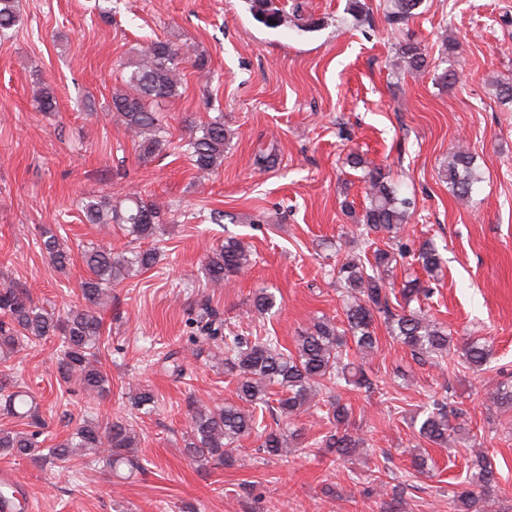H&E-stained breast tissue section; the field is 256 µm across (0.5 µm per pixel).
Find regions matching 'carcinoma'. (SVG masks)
<instances>
[{
  "mask_svg": "<svg viewBox=\"0 0 512 512\" xmlns=\"http://www.w3.org/2000/svg\"><path fill=\"white\" fill-rule=\"evenodd\" d=\"M249 11L267 26L275 28L286 22V11L280 0H246ZM420 0H390L386 15L388 23L399 25L412 17ZM19 22L17 0H0V37ZM186 50L159 38L143 45L136 55L124 64L121 82L112 92V112L139 147V157L148 162L171 148L189 158L197 175L215 174L224 163V146L230 138L224 128V116L191 131L188 138L177 143L167 137L159 112V103L179 95L180 64ZM401 66L418 71L427 66L426 54L419 44L407 41L398 50ZM33 106L39 112L57 110L53 89L40 87L34 94ZM348 163L362 169L368 205L361 223L355 225L352 237L367 246L375 244L373 237L382 234L395 238L408 221L411 201L399 195L389 181L385 169L364 161L351 153ZM453 196L459 202L472 197L478 181L474 158L469 149L458 145L448 157L444 168ZM81 211L86 223L120 224L134 240L156 236L164 223L165 208L154 200H146L133 193L119 206L105 197L88 198ZM42 249L55 267L64 271L72 261V249L51 229L42 232ZM81 259L87 268V277L81 283V302L57 315L37 306L28 291L13 285L0 287V363L8 362L25 345H37L56 336L60 340L61 356L57 370L64 380L76 379L89 397H101L106 392L107 377L102 371L99 350L102 343L101 313L112 304V286L136 276L158 263L154 249L114 252L96 246H85ZM254 261L250 246L237 238H228L212 247L205 258L204 271L213 288L224 287L231 276L244 271ZM416 261L431 277L441 272L442 259L437 246L430 240L419 244ZM397 253L376 248L370 258H346L336 264V283L342 288L344 327L319 317L296 337L294 350H288L275 336H225L223 321L207 307L198 315L199 336L195 340L222 344L224 368L236 376L237 401L221 407L195 405L189 412L190 441L186 454L200 468L222 464L233 457L239 440L260 428L257 410L275 414L285 426L262 435L260 448L271 458L288 456V444L299 437L291 424L302 413L329 394V404L335 429L321 440V447L334 455L332 463L343 464L356 452L361 440L348 430L352 408L333 395L340 387L355 386L370 390L373 383L362 367L350 360V350L368 356L378 349L375 333L376 316L386 323L388 333L408 348L418 361H445L453 347L452 333L421 305L410 307L428 293L415 279L407 280L399 291L404 306L391 307L389 294L395 284L390 282ZM277 306L274 293L262 291L253 300L254 309L270 313ZM488 345L472 339L462 348V361L473 373L487 372ZM486 399L503 411L512 409V383L488 377L484 383ZM134 406L148 415L156 404L149 389L138 390ZM0 401L7 414L18 418H37L34 398L11 375L0 372ZM458 411L444 395L429 404L422 413L418 436L439 448H451L463 440L462 428L453 423ZM138 438L133 428L121 422L102 425L93 419H84L74 427L67 438L48 449V457L67 463L80 452L94 451L106 454V463L113 470L122 466L140 468L135 455ZM0 455L14 458L41 459L37 434L12 429H0ZM468 479L457 483L453 494L457 512H472L482 496L498 486V472L481 451L468 466Z\"/></svg>",
  "mask_w": 512,
  "mask_h": 512,
  "instance_id": "carcinoma-1",
  "label": "carcinoma"
}]
</instances>
